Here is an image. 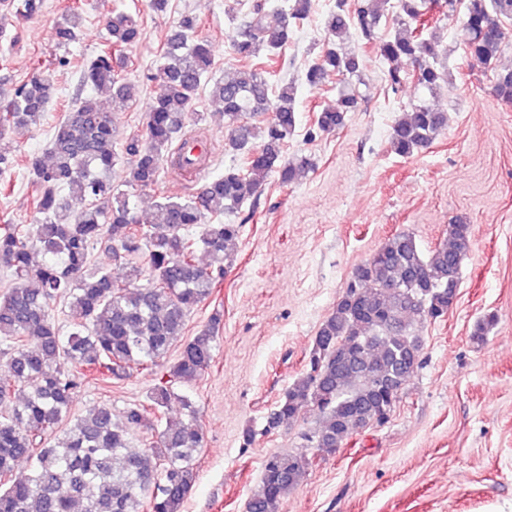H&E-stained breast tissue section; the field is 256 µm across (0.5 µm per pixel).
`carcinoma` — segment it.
<instances>
[{
	"label": "carcinoma",
	"mask_w": 512,
	"mask_h": 512,
	"mask_svg": "<svg viewBox=\"0 0 512 512\" xmlns=\"http://www.w3.org/2000/svg\"><path fill=\"white\" fill-rule=\"evenodd\" d=\"M390 0H343L325 19V43L305 70L312 87L339 80L364 65L363 55L343 52L338 43L357 35L374 45L388 65L386 81L395 92L410 79L431 93L445 82L437 67L439 21L426 22L432 0H399L401 24L417 27L388 38L376 35ZM14 16L38 15L43 0H5ZM273 0H253L230 44L240 59L263 52L276 62L294 31L304 24L312 0H294L276 26L264 23ZM82 17L70 7L53 27L60 46L76 42ZM512 22V0H467L457 33L468 54L491 66ZM198 20L184 16L165 38L159 59L144 74L157 91L146 114L145 137L118 143L111 113L96 98L76 97L55 125L48 158L27 162L38 193L34 224H0V268L9 288L0 294V512H182L194 483L195 457L203 444L197 410L176 385L195 380L213 359L221 316L215 314L181 347L175 362L150 393V405H133L119 423L105 406L71 416L75 392L91 380L121 377L128 370H153L187 326L190 314L221 287L229 250L242 225L219 220L253 197L270 174L294 183L312 166L307 157L282 162L298 116L294 86H276L267 71H243L212 79L208 41L195 35ZM109 45L81 68L80 88L112 101L134 99V84L119 73L124 52L140 39L129 13L107 22ZM408 59L414 69L401 71ZM224 106L225 147L240 157L213 174L196 192L165 196L154 204L153 221L140 222L133 198L153 189L164 166L187 164L184 130L205 120L201 95ZM56 92L48 71L35 73L0 96V142L10 131L36 128ZM495 97L512 104V70L496 73ZM356 88L344 86L337 105L315 117L319 131L345 126L359 105ZM448 116L426 104L395 119L391 152L411 157L428 149ZM127 158L125 188L112 185L115 164ZM15 158L0 146V191ZM107 243L113 260L130 266L124 278L91 264L97 243ZM472 247L471 225L449 226L448 237L427 253L414 237L399 233L358 265L336 305L320 324L305 370L267 417L266 432L294 424L311 411L318 425L304 439L333 454L355 435L390 418L407 382L420 365L426 320L448 313L460 288V267ZM61 300L68 329L52 313ZM181 402L186 419L171 423L166 410ZM150 431L153 441L131 451L133 438ZM28 463L24 470L20 461ZM314 465L305 451L269 455L247 512H278L280 502Z\"/></svg>",
	"instance_id": "1"
}]
</instances>
